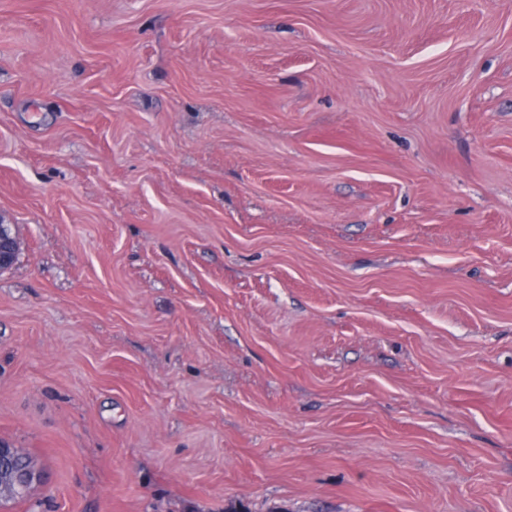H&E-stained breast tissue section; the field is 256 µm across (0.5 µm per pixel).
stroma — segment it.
<instances>
[{"label":"stroma","mask_w":512,"mask_h":512,"mask_svg":"<svg viewBox=\"0 0 512 512\" xmlns=\"http://www.w3.org/2000/svg\"><path fill=\"white\" fill-rule=\"evenodd\" d=\"M11 512H512V0H0ZM16 251L17 245L11 232V225L0 224V269L14 264ZM15 454L13 448H5L3 444H0V468L2 471H7L11 476V482L14 488L18 491H24L26 486L29 484H35L39 480V470H25V471H11L7 466L8 461ZM2 462V465H1Z\"/></svg>","instance_id":"1"}]
</instances>
